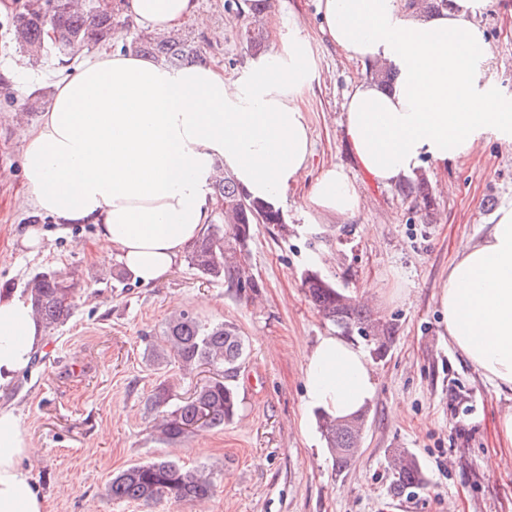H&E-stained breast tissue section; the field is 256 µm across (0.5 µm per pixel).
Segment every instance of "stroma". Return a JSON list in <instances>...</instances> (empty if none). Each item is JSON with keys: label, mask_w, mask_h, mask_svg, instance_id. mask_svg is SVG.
Instances as JSON below:
<instances>
[{"label": "stroma", "mask_w": 512, "mask_h": 512, "mask_svg": "<svg viewBox=\"0 0 512 512\" xmlns=\"http://www.w3.org/2000/svg\"><path fill=\"white\" fill-rule=\"evenodd\" d=\"M243 0H198L208 28L180 32L205 61L234 79L256 49L242 40L261 29L262 50L275 41ZM282 22L300 20L314 42L319 80L306 94L314 153L282 205L283 224H258L250 262L262 286L240 300L223 281L177 264L142 286L121 276L118 263H100L95 228L61 224L26 202L22 140L11 123L28 113L31 93L50 91L64 74L53 56L29 64L0 15V290H26L33 276L54 271L76 284L64 324L46 330V344L30 368L0 385L27 429L25 467L43 493L47 512H512V452L495 426L512 397L497 394L442 334L437 297L448 265L480 239L498 211L512 206V145L487 135L471 155L425 164L432 202L423 206L406 183L373 182L354 162L340 125L344 95L361 76L320 32L316 0H266ZM479 23L491 59L489 75L512 102V0H489ZM336 164L354 178L357 213L333 224L303 216L306 193L321 168ZM42 233L44 251L28 255L21 237ZM318 272L376 316L395 323V339L373 362L378 389L367 407L360 450L337 472L315 411L305 405V363L331 326L302 286ZM234 323L248 357L234 379L240 407L224 427L176 444L156 441L157 411L150 395L159 383L180 403L210 380L208 366L185 372L162 354V332L176 313ZM404 448L421 462L426 488L394 497L389 452ZM158 457L211 473L214 495L203 503L164 500L145 508L112 500L116 473Z\"/></svg>", "instance_id": "stroma-1"}]
</instances>
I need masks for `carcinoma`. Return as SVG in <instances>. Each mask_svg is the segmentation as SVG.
Instances as JSON below:
<instances>
[{"label":"carcinoma","instance_id":"obj_1","mask_svg":"<svg viewBox=\"0 0 512 512\" xmlns=\"http://www.w3.org/2000/svg\"><path fill=\"white\" fill-rule=\"evenodd\" d=\"M116 14L84 0L78 7L75 0H28L24 9L11 20L13 37L29 59L38 61L50 53L60 64H67L85 46L112 39ZM57 34V45L43 50L46 26ZM129 49L148 55L169 66L202 61L188 40L169 34L161 37L142 35L131 41ZM214 196L224 202V210L190 246L187 262L201 275L224 281L226 288L237 285L234 295L248 298L257 284L241 259L249 248L254 225L277 224L281 212L248 199L228 175L213 185ZM303 288L319 316L343 334L357 329L362 338L382 336L387 347L396 333L394 324L382 322L345 295L335 284L315 271L302 278ZM35 313L48 327L64 323L72 314L73 302L66 297L75 294V285L66 277L44 271L36 274L29 288ZM173 358L185 369L209 365L222 373L195 391L192 397L175 409L154 419L152 430L161 442L180 440L187 435L220 428L231 421L239 408L238 393L231 383L247 359L245 340L231 322H203L188 312L171 319L163 331ZM366 413L337 420L319 416V427L336 471L348 470L354 462L362 440ZM425 479L418 457L406 450L392 451L391 493L400 496L424 487ZM108 492L115 500L151 505L162 500L193 502L211 497L214 483L205 470L189 468L170 459H155L131 466L114 477Z\"/></svg>","mask_w":512,"mask_h":512}]
</instances>
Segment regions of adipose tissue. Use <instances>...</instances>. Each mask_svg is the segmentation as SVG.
<instances>
[{"mask_svg":"<svg viewBox=\"0 0 512 512\" xmlns=\"http://www.w3.org/2000/svg\"><path fill=\"white\" fill-rule=\"evenodd\" d=\"M488 0H451L425 13L414 0H318L320 29L364 69L388 66L391 86L367 74L346 96L344 132L355 162L376 182L413 176L423 160L469 155L486 133L512 143V107L486 74L488 44L476 18ZM147 31L198 18L197 0H119ZM225 78L208 63L170 68L132 52L104 51L54 84L40 123L23 133V177L33 207L64 224H91L133 280L148 286L204 232L217 172L250 198L279 206L313 154L301 101L316 72L300 25ZM306 212L329 224L360 207L355 182L324 167ZM438 305L448 342L501 393L512 394V207L448 267ZM44 344L31 302L0 293V384L21 375ZM378 383L367 351L330 331L305 365L309 407L337 418L361 412ZM30 439L13 408L0 407V512H46L23 467Z\"/></svg>","mask_w":512,"mask_h":512,"instance_id":"1","label":"adipose tissue"}]
</instances>
